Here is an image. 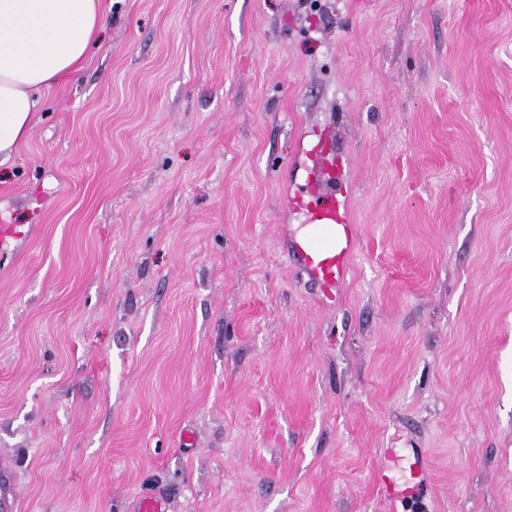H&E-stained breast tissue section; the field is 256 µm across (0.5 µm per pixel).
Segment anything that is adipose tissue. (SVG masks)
Listing matches in <instances>:
<instances>
[{
    "instance_id": "ef3b65f1",
    "label": "adipose tissue",
    "mask_w": 512,
    "mask_h": 512,
    "mask_svg": "<svg viewBox=\"0 0 512 512\" xmlns=\"http://www.w3.org/2000/svg\"><path fill=\"white\" fill-rule=\"evenodd\" d=\"M103 22L100 0H0V155L26 136L37 92L80 71Z\"/></svg>"
}]
</instances>
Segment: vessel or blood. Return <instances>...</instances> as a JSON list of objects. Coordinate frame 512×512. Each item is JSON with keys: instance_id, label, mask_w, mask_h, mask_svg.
Listing matches in <instances>:
<instances>
[{"instance_id": "vessel-or-blood-1", "label": "vessel or blood", "mask_w": 512, "mask_h": 512, "mask_svg": "<svg viewBox=\"0 0 512 512\" xmlns=\"http://www.w3.org/2000/svg\"><path fill=\"white\" fill-rule=\"evenodd\" d=\"M311 156L309 179L315 188L291 199L292 207L306 214L310 228L307 238L296 243L295 257L330 296L345 280L355 247L354 228L338 203L339 197L350 196L351 188L340 182L343 161L327 138H319Z\"/></svg>"}]
</instances>
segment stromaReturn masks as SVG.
<instances>
[{
	"label": "stroma",
	"instance_id": "obj_1",
	"mask_svg": "<svg viewBox=\"0 0 512 512\" xmlns=\"http://www.w3.org/2000/svg\"><path fill=\"white\" fill-rule=\"evenodd\" d=\"M313 1L105 0L0 159L18 512H512V0ZM321 133L333 304L287 256Z\"/></svg>",
	"mask_w": 512,
	"mask_h": 512
}]
</instances>
